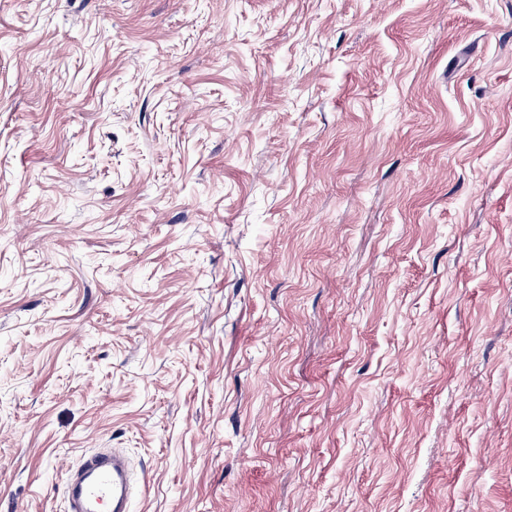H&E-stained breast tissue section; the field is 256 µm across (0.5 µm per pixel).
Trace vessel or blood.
I'll list each match as a JSON object with an SVG mask.
<instances>
[{
	"instance_id": "b4317fda",
	"label": "vessel or blood",
	"mask_w": 512,
	"mask_h": 512,
	"mask_svg": "<svg viewBox=\"0 0 512 512\" xmlns=\"http://www.w3.org/2000/svg\"><path fill=\"white\" fill-rule=\"evenodd\" d=\"M129 471L114 452L86 456L67 483L71 512H130Z\"/></svg>"
}]
</instances>
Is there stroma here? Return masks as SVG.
Wrapping results in <instances>:
<instances>
[{
    "label": "stroma",
    "instance_id": "1",
    "mask_svg": "<svg viewBox=\"0 0 512 512\" xmlns=\"http://www.w3.org/2000/svg\"><path fill=\"white\" fill-rule=\"evenodd\" d=\"M512 512V0H0V512ZM129 471L115 452L86 456L67 483L71 512H129Z\"/></svg>",
    "mask_w": 512,
    "mask_h": 512
}]
</instances>
